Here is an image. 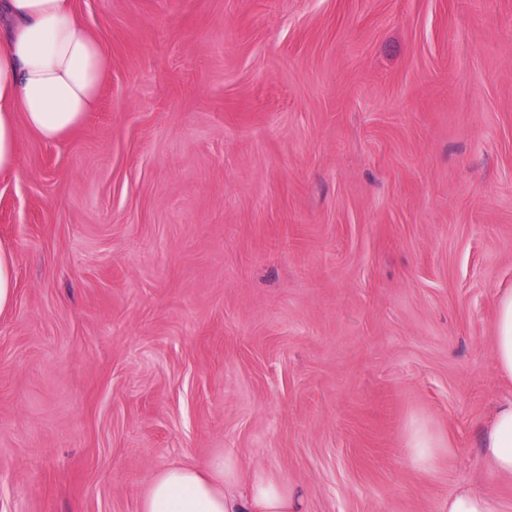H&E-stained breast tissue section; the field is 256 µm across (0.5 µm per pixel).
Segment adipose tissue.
<instances>
[{
  "instance_id": "obj_1",
  "label": "adipose tissue",
  "mask_w": 512,
  "mask_h": 512,
  "mask_svg": "<svg viewBox=\"0 0 512 512\" xmlns=\"http://www.w3.org/2000/svg\"><path fill=\"white\" fill-rule=\"evenodd\" d=\"M109 68L73 0H0V174L17 168L21 132L55 141L82 126ZM492 339L498 370L512 382L511 289L495 299ZM480 448L491 477L512 479V396L493 408ZM138 512H303V501L280 476L226 452L155 472Z\"/></svg>"
}]
</instances>
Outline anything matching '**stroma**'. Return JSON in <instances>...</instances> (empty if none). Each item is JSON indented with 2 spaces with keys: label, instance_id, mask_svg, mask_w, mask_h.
Returning <instances> with one entry per match:
<instances>
[{
  "label": "stroma",
  "instance_id": "35a3bbf8",
  "mask_svg": "<svg viewBox=\"0 0 512 512\" xmlns=\"http://www.w3.org/2000/svg\"><path fill=\"white\" fill-rule=\"evenodd\" d=\"M97 110L0 174V512L230 451L304 512H512V0H76ZM439 445L413 463V430ZM15 298L14 258L0 248V313L7 310ZM493 350L503 379L512 382V290L498 294L495 299ZM479 448L491 477L512 479V396L499 400L493 408ZM448 512H507L494 498L468 485H459L448 496Z\"/></svg>",
  "mask_w": 512,
  "mask_h": 512
}]
</instances>
